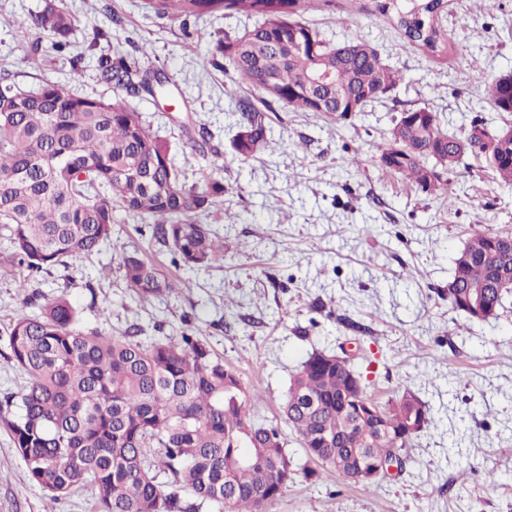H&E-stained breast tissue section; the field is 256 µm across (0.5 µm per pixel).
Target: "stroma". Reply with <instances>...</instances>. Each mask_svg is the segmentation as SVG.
Masks as SVG:
<instances>
[{"label": "stroma", "mask_w": 512, "mask_h": 512, "mask_svg": "<svg viewBox=\"0 0 512 512\" xmlns=\"http://www.w3.org/2000/svg\"><path fill=\"white\" fill-rule=\"evenodd\" d=\"M372 2L332 0L303 19L333 45L376 46L402 75L400 85L359 113L314 116L273 105L262 112L266 149L241 159L229 149L240 117L224 92L233 71L209 48L251 28L244 16L184 24L146 12L141 0H64L78 42L57 53L46 38L19 44V21L44 0H0V77L27 91L48 79L111 99L117 91L101 80L99 59L120 52L139 71L165 77L169 97L127 102L170 141L186 184L215 175L225 186L223 205L197 218L225 244L223 265L207 270L175 267L150 226L118 210L110 248L27 281L6 264L12 243L0 226V396L26 383L10 358L9 325L64 291L82 307L87 330L118 336L136 323L149 341L192 328L258 393L253 412L271 423L280 422L289 376L307 353L343 347L367 375L369 395L384 400L410 387L436 424L417 439L405 470L372 488L331 472L317 482L299 476L265 512H512V299L499 319L468 324L439 294L472 232L512 229V185L470 155L439 196L378 159L401 113L413 108L435 112L461 137L475 122L512 126V115L487 103L473 80L478 71L490 78L512 71V0H488L481 11L473 0H449L441 23L452 49L444 61L405 45ZM199 126L212 135L203 156L192 154L185 134ZM123 248L138 250L176 291L138 298L119 266ZM17 412L0 408V512H45L5 425Z\"/></svg>", "instance_id": "1"}]
</instances>
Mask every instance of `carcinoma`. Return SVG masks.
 I'll return each mask as SVG.
<instances>
[{
	"label": "carcinoma",
	"mask_w": 512,
	"mask_h": 512,
	"mask_svg": "<svg viewBox=\"0 0 512 512\" xmlns=\"http://www.w3.org/2000/svg\"><path fill=\"white\" fill-rule=\"evenodd\" d=\"M316 2L144 0L157 16L184 24L231 13L256 18L242 35L212 43V57L229 63L237 85L260 93L257 103H242L231 141L236 156L254 157L267 143L258 103L316 116L363 112L402 81L369 42L355 41L343 55L300 20ZM373 11L396 24L406 44L433 58L448 55L440 23L448 0H373ZM19 28L24 45L41 33L52 36L57 53L76 44L63 0H45ZM99 67L105 81L129 95L163 92L158 77L139 75L122 56L104 57ZM478 83L495 109L512 113V88L501 77ZM485 130L474 123L459 137L429 109L407 110L379 147V161L440 195L447 194L443 174L468 155L512 184V144L487 150ZM223 203L224 180L183 182L168 140L124 100L79 96L54 82L36 92L0 86V224L10 233L9 264L27 277L67 269L112 244L117 208L134 221L151 220L174 265H222L224 239L192 217ZM120 268L142 299L177 288L135 250L120 253ZM447 296L468 322L498 319L512 296V232L472 233L454 259ZM139 333L135 325L120 336L83 330L81 308L65 292L10 324L11 359L28 381L4 397L20 407L7 427L46 512L88 486L95 512H199L205 505L264 512L296 475L319 476L288 453L289 431L307 459L367 489L377 480L361 479L362 471L395 454L408 460V449L433 424L430 407L410 388L376 401L353 362L314 349L290 375L284 431L255 418L257 394L193 330L175 342H144ZM158 466L170 475L164 486Z\"/></svg>",
	"instance_id": "1"
}]
</instances>
